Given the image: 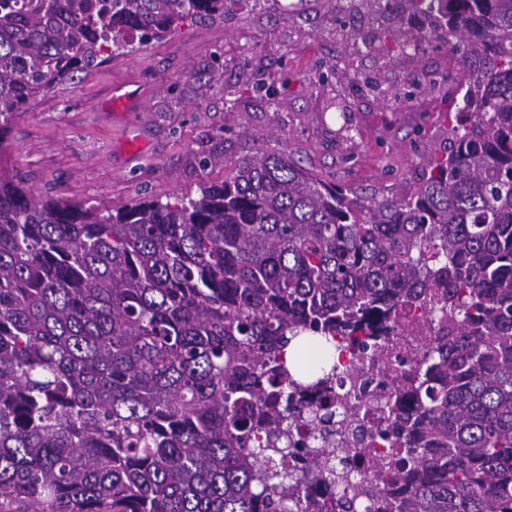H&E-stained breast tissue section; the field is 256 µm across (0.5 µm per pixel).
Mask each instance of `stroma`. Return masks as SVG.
Masks as SVG:
<instances>
[{"label":"stroma","instance_id":"35a3bbf8","mask_svg":"<svg viewBox=\"0 0 512 512\" xmlns=\"http://www.w3.org/2000/svg\"><path fill=\"white\" fill-rule=\"evenodd\" d=\"M290 2L241 0L223 20L74 74L17 115L0 163L38 195L109 210L198 197L224 178L223 168H202L203 157H239L262 136L359 195L406 191L445 137L452 105L436 80L447 49L428 41L411 55L360 52L355 37L374 31L366 11ZM118 86L133 93L123 111L109 106Z\"/></svg>","mask_w":512,"mask_h":512}]
</instances>
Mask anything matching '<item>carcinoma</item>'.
Returning <instances> with one entry per match:
<instances>
[{
    "instance_id": "obj_1",
    "label": "carcinoma",
    "mask_w": 512,
    "mask_h": 512,
    "mask_svg": "<svg viewBox=\"0 0 512 512\" xmlns=\"http://www.w3.org/2000/svg\"><path fill=\"white\" fill-rule=\"evenodd\" d=\"M361 0L401 51L448 48L461 106L415 188L362 197L287 149L209 159L199 197L102 213L0 166V512H304L303 490L399 512H512V0ZM236 0H0V143L16 113ZM431 326L415 407L336 419L323 341ZM318 360H288L291 341ZM322 447L296 456L294 433ZM393 448L368 484L350 439Z\"/></svg>"
}]
</instances>
